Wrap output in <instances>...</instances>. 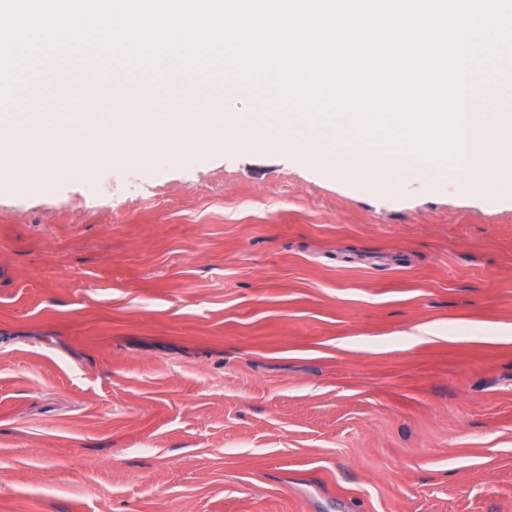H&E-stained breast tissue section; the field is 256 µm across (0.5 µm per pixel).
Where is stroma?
I'll return each instance as SVG.
<instances>
[{
	"mask_svg": "<svg viewBox=\"0 0 512 512\" xmlns=\"http://www.w3.org/2000/svg\"><path fill=\"white\" fill-rule=\"evenodd\" d=\"M126 92L125 158L0 167V512H512V185L172 154L184 82Z\"/></svg>",
	"mask_w": 512,
	"mask_h": 512,
	"instance_id": "35a3bbf8",
	"label": "stroma"
}]
</instances>
